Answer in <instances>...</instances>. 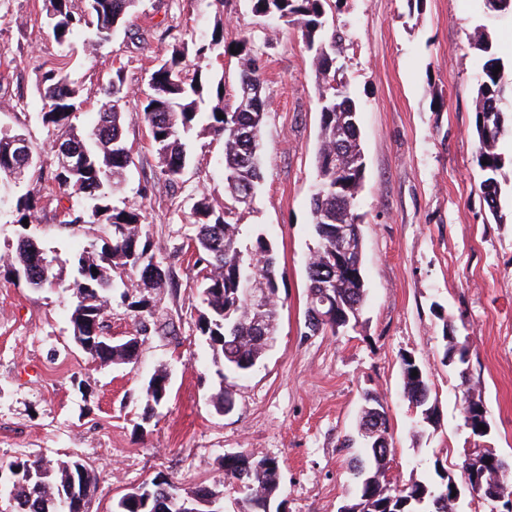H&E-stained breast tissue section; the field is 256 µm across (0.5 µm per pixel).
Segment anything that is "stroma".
<instances>
[{
	"mask_svg": "<svg viewBox=\"0 0 512 512\" xmlns=\"http://www.w3.org/2000/svg\"><path fill=\"white\" fill-rule=\"evenodd\" d=\"M328 22L346 33L337 77L359 106L367 294L355 327L311 335L306 263L315 245L309 201L320 95L315 57L297 28L256 17L249 0H224L220 10L210 0H139L129 32L97 49L80 37L64 48L43 0H0V128L26 135L40 158L46 177L31 191H57L53 130L38 117L42 73H69L83 100L73 123L88 130L122 69L123 132L135 158L123 198L145 210L143 231L176 281L144 294L174 335L148 336L132 363L103 367L71 340L69 292L31 289L0 269V466L81 458L98 476L91 512H112L122 495L157 477L185 492L206 484L233 501L238 488L224 480V458L246 450L278 461L284 512H338L356 454L342 442L368 394L389 418L393 480L433 475L438 461L457 474L464 450L480 445L512 458V168L497 175L499 223L480 187L474 98L483 54L472 41L486 26L495 56L510 63L512 21L490 17L482 0H339ZM216 28L225 44L249 38L264 65L263 179L238 219L244 232L270 234L283 275L276 342L251 373L228 380L234 408L226 415L210 402L217 377L197 329L196 270L174 252L193 233L184 219L192 198L203 192L224 206L223 142L194 134L182 176L160 178L140 93L177 48L186 72L223 82L232 95L240 58L222 46L201 58L192 49ZM33 230L47 258L67 269L105 228L70 223L64 208L50 206ZM447 335L469 347L471 394L492 426L485 438L463 425L458 372L443 359ZM405 355L427 372L436 403L434 423L419 433L402 393ZM162 371L170 397L151 412L145 385Z\"/></svg>",
	"mask_w": 512,
	"mask_h": 512,
	"instance_id": "35a3bbf8",
	"label": "stroma"
}]
</instances>
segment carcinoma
<instances>
[{
    "label": "carcinoma",
    "instance_id": "obj_1",
    "mask_svg": "<svg viewBox=\"0 0 512 512\" xmlns=\"http://www.w3.org/2000/svg\"><path fill=\"white\" fill-rule=\"evenodd\" d=\"M72 0H45L49 28L61 46L70 45L80 33L93 47H102L125 26L138 0H85L86 9L80 13L71 8ZM252 12L262 18L299 24L305 47L314 52L318 75L327 78L336 64V52L343 33L327 27V7L331 0H250ZM487 12L498 18L512 19V0H484ZM474 45L485 53L475 98V128L479 137L477 162L484 173L483 194L493 215H498L500 187L496 175L505 165V156L497 152V143L512 137V118L503 107L512 100V69L493 73L503 62L494 56L491 39L481 29L474 35ZM237 55L245 56L235 93L225 98L220 93L224 84L217 83V103L205 107L202 77L188 76L182 67V53H173L162 59L148 80L145 96L144 120L151 143L158 158V174L167 180L181 175L189 163V154L183 136L197 127L224 141V193L232 204L215 210L202 193L195 199L189 213V223L195 235L187 248L195 257L197 288L203 312L199 329L213 349V363L217 367L219 390L213 396L214 407L224 411V404L232 401L224 387L230 376L241 374L240 362L254 367L269 349L262 335L277 336L279 307V272L274 247L263 233L253 234L246 243L241 240V225L235 216L247 206L246 193L257 191L261 180L262 158L259 141L268 105L263 97V72L257 59L249 56L248 39L235 42ZM41 121L56 130V142L67 147L75 156L86 154L89 163L76 173L55 172L53 181L63 190L54 196L56 205L77 194L80 201L66 210L73 216L70 223L102 224L108 236L102 245L90 244L74 262V274L66 280L52 272L50 261L42 249L25 233L20 234L14 255L6 262L9 271L34 289L62 286L74 297L70 323L72 329L94 326L104 329L102 309L112 301L114 291L122 289L121 297L140 289L163 288L168 283L169 269L156 260L154 245L143 234L146 216L143 210L127 203L115 204L121 193L118 185L131 164L133 153L122 129V113L118 101L99 113L92 129L84 134L74 131L69 122L80 108V90L69 74L48 70L42 78ZM330 92L321 97L320 134L316 153L317 189L311 196L310 207L316 250L307 264V303L315 302L322 294L321 285L332 274L331 257L336 244L345 241L353 248L356 260H361V234L355 200L361 186L365 163L358 126V107L347 92L346 84L329 86ZM15 134L0 130V179L13 176L9 155ZM488 164H482V161ZM42 209L40 198L26 191L15 200L14 223L36 222ZM252 277L258 288H268L269 300L260 308L246 303L238 291L237 279ZM334 300L348 316L349 325L358 321L366 295L363 266H358L354 277L340 276L330 285ZM138 313H148L138 321L137 335L159 332L146 300L130 303ZM347 325V326H349ZM347 326L323 323L320 332L333 335ZM455 345L445 344L444 359L460 367L461 386L468 385L466 365L469 360L453 354ZM85 352L95 362L112 360L116 363L130 359L126 344L103 348L89 345ZM418 365L412 359H402L404 398L415 409L416 420L432 418L435 407L427 373L413 375ZM170 387L165 374H155L147 382L146 395L154 406L165 404ZM360 420L361 452L351 460L355 472L353 497L342 506L344 512H460L462 499L451 501V486L466 484L474 477L473 459L493 453L491 448H476L465 454L459 464L460 479L448 475L440 461H435L438 479L412 477L405 483H393L387 478L391 448H376L374 437L363 432L367 421L376 411H382L383 423H388L387 412L374 397L366 398ZM462 414L473 420L470 432L487 415L481 400L464 394ZM507 468L480 471V495L483 498L506 494L512 496V461ZM224 480L239 486L246 504L242 512H278L274 503L279 497V464L270 458H257L247 451L224 458ZM86 485L84 505H89L97 490L95 470L79 458L62 461L54 466L40 458L11 462L7 476L0 475V497L13 503L14 512H73L69 497L72 485ZM175 495L168 512H181L184 503L211 512L208 505H224V498L208 486H200L192 493H181L174 481L165 482ZM112 512H154V504L139 500L118 499Z\"/></svg>",
    "mask_w": 512,
    "mask_h": 512
}]
</instances>
